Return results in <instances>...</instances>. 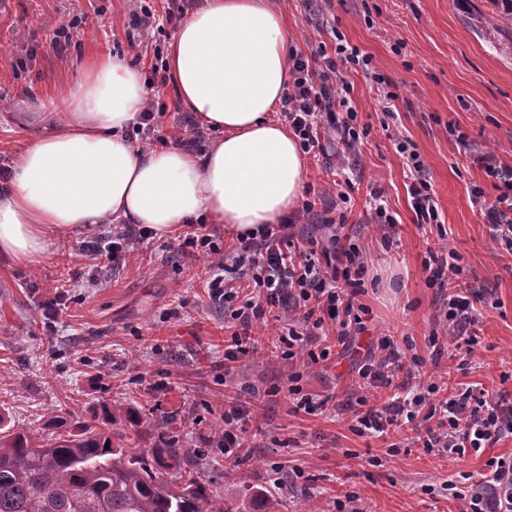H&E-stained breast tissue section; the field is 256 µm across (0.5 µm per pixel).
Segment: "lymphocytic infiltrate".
Masks as SVG:
<instances>
[{
  "instance_id": "f902f5d3",
  "label": "lymphocytic infiltrate",
  "mask_w": 512,
  "mask_h": 512,
  "mask_svg": "<svg viewBox=\"0 0 512 512\" xmlns=\"http://www.w3.org/2000/svg\"><path fill=\"white\" fill-rule=\"evenodd\" d=\"M356 68L376 84L384 100H394L390 81L373 68L370 56L338 32L333 45L321 43L315 51L289 54L288 88L281 102L280 115L305 153L324 154L326 136L335 137L341 146L336 159L342 170L356 160L368 134L358 123L352 105L354 87L345 76ZM397 151L406 161L414 223L440 224L424 160L409 139H399ZM479 162L486 176L496 180L497 193L494 199H486L477 186L473 200L482 204L496 239L512 246V168L491 152ZM353 188L347 177L334 182L331 188L307 196L300 209L281 223L237 236L225 248L216 244L201 221L180 235L179 248L199 250L208 259V295L229 312L224 326L225 376L235 373L243 357L256 353L264 338L285 359L300 360L309 367L320 365L329 360L334 340L344 339L352 326L361 324L365 307L358 298L366 292L367 264L360 246L344 232V210ZM321 202L328 210L326 217H320L321 238L298 239L297 224L317 215ZM153 237L146 225L127 224L111 234L89 235L79 251L94 260L96 268L107 270L124 264ZM422 266L427 284L448 293L434 317L433 357L441 356L440 345L447 338L460 358L472 359L484 315L475 305V294L462 283L458 254L439 242L428 248ZM423 364V359L408 358L392 337L378 339L353 380L360 408L352 418V431L377 437L409 431L413 443L442 460L469 453L485 456L479 483L463 489L451 483L447 489L453 499L464 501V512H512V454H485L512 436V398L492 395L477 383L455 391L444 384L422 383ZM401 373L406 374L407 383H397ZM379 388L386 389V396L368 402L367 392ZM421 416L432 425L419 434L415 428ZM259 430L257 411L244 407L239 397L225 396V458H238L247 439Z\"/></svg>"
}]
</instances>
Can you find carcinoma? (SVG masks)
Returning <instances> with one entry per match:
<instances>
[{"label":"carcinoma","instance_id":"obj_1","mask_svg":"<svg viewBox=\"0 0 512 512\" xmlns=\"http://www.w3.org/2000/svg\"><path fill=\"white\" fill-rule=\"evenodd\" d=\"M491 21L512 23V0ZM104 407L93 423L51 420L53 441L33 445L24 431L0 432V512H238L196 478V448L182 444L178 419L151 434V448H127ZM66 429L61 434L60 429Z\"/></svg>","mask_w":512,"mask_h":512}]
</instances>
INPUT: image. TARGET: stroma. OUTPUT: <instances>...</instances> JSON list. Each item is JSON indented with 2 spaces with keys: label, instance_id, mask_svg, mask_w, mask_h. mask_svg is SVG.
Returning a JSON list of instances; mask_svg holds the SVG:
<instances>
[{
  "label": "stroma",
  "instance_id": "35a3bbf8",
  "mask_svg": "<svg viewBox=\"0 0 512 512\" xmlns=\"http://www.w3.org/2000/svg\"><path fill=\"white\" fill-rule=\"evenodd\" d=\"M145 0H8L0 7V159L33 139L46 105L83 76L86 63L104 52L129 54L139 45L165 56L177 25L167 23V0H146L158 18L141 27L134 18ZM288 21L290 48L307 51L331 42L339 28L372 58L394 85L399 129L428 166L448 247L460 255L463 278L488 299L500 301L480 333L471 365L442 356L453 380L512 392V251L493 240L471 190L496 191L475 158L493 152L512 167V27L486 38L492 0H327L323 24L307 23L306 0H277ZM76 20L62 52L49 40L57 24ZM358 121L370 134L356 171L348 221L366 251L368 281L361 301L364 330H351L328 368L304 367L261 353L244 359L235 382L242 401L260 409L261 434L250 455L228 464L218 446L224 424V308L212 303L201 280L205 257L169 248L174 231L158 234L122 268L105 272L78 252L86 231L57 241L53 259L21 266L0 258V414L38 443L48 419H91L100 407L125 430L126 411H144L140 445L152 447V430L173 415L186 447L205 449L197 469L202 482L229 498L248 487L278 500L277 512H335L327 491L357 492L374 512H459L438 494L441 484L465 473L479 478L484 457L441 461L414 448L386 458V441L349 429L354 398L348 390L369 345L391 335L430 358L428 338L442 298L428 287L422 262L437 229L413 223L409 181L401 156L383 128L375 84L350 73ZM460 126L469 145L448 134ZM384 187L401 217L399 247L384 250L369 225L365 201ZM73 276L59 319L46 313L56 302L54 284ZM301 372L304 391L326 398L322 412L293 414L284 390ZM300 474H293V467Z\"/></svg>",
  "mask_w": 512,
  "mask_h": 512
}]
</instances>
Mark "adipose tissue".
<instances>
[{"label": "adipose tissue", "mask_w": 512, "mask_h": 512, "mask_svg": "<svg viewBox=\"0 0 512 512\" xmlns=\"http://www.w3.org/2000/svg\"><path fill=\"white\" fill-rule=\"evenodd\" d=\"M180 105L219 137L204 153L155 151L126 133L147 96L140 67L102 54L60 97V119L15 156L0 192V255L36 265L55 239L94 224L165 232L199 219L235 234L299 205L306 155L275 112L288 88V26L269 0H204L174 36Z\"/></svg>", "instance_id": "ef3b65f1"}]
</instances>
